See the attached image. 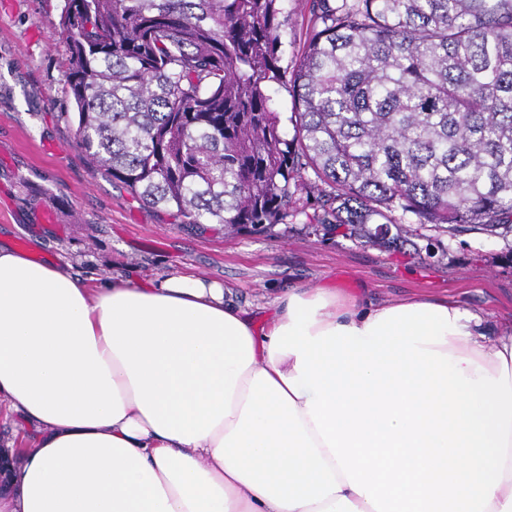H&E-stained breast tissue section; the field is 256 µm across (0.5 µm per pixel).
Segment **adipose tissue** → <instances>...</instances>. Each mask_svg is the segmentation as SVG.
Instances as JSON below:
<instances>
[{
    "instance_id": "adipose-tissue-1",
    "label": "adipose tissue",
    "mask_w": 512,
    "mask_h": 512,
    "mask_svg": "<svg viewBox=\"0 0 512 512\" xmlns=\"http://www.w3.org/2000/svg\"><path fill=\"white\" fill-rule=\"evenodd\" d=\"M194 272L83 280L0 242V512H512V324Z\"/></svg>"
}]
</instances>
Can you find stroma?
<instances>
[{
  "instance_id": "stroma-1",
  "label": "stroma",
  "mask_w": 512,
  "mask_h": 512,
  "mask_svg": "<svg viewBox=\"0 0 512 512\" xmlns=\"http://www.w3.org/2000/svg\"><path fill=\"white\" fill-rule=\"evenodd\" d=\"M63 0H0V241L81 277L147 279L185 268L232 288L242 307L299 284L381 304L410 295L450 297L481 309L489 330L512 321V256L495 239L461 235L435 257L389 253L306 230L313 207L274 235L225 236L219 224H184L143 206L111 177L92 173L64 112ZM293 67L310 0H283Z\"/></svg>"
}]
</instances>
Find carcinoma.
Masks as SVG:
<instances>
[{"instance_id": "carcinoma-1", "label": "carcinoma", "mask_w": 512, "mask_h": 512, "mask_svg": "<svg viewBox=\"0 0 512 512\" xmlns=\"http://www.w3.org/2000/svg\"><path fill=\"white\" fill-rule=\"evenodd\" d=\"M281 2L64 0L92 172L226 236L313 189L315 232L444 253L472 233L512 258V0H312L289 76Z\"/></svg>"}]
</instances>
